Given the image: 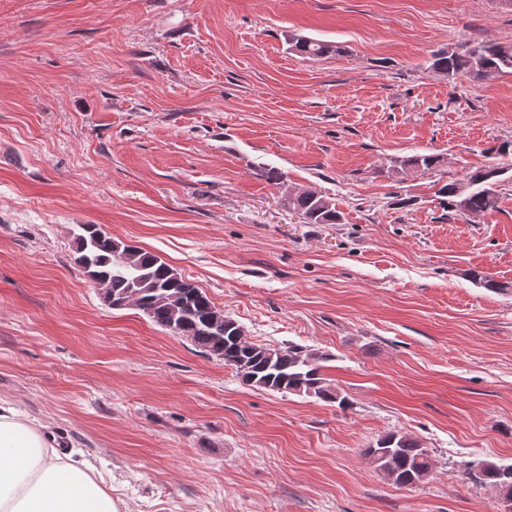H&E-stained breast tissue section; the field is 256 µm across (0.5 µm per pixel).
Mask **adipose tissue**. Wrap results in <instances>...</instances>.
Listing matches in <instances>:
<instances>
[{"label":"adipose tissue","instance_id":"adipose-tissue-1","mask_svg":"<svg viewBox=\"0 0 512 512\" xmlns=\"http://www.w3.org/2000/svg\"><path fill=\"white\" fill-rule=\"evenodd\" d=\"M0 512H120L96 467L59 452L41 426L0 404Z\"/></svg>","mask_w":512,"mask_h":512}]
</instances>
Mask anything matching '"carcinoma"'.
Instances as JSON below:
<instances>
[{"label": "carcinoma", "instance_id": "cac0c4a2", "mask_svg": "<svg viewBox=\"0 0 512 512\" xmlns=\"http://www.w3.org/2000/svg\"><path fill=\"white\" fill-rule=\"evenodd\" d=\"M288 44L293 52L305 58H321L335 54L339 47L327 42L292 34ZM431 67L448 77L467 75L483 81L512 71V47L475 41L460 51L441 50L433 55ZM443 162L440 154H413L398 161L400 170L436 171ZM502 168L488 165L467 173L463 182L451 181L439 192L448 198V209L466 216H478L497 209L499 177ZM464 194L456 195L459 185ZM288 207L304 216L309 224H337L341 215L332 200L314 190L299 188L287 196ZM75 237L76 262L90 280L101 285L105 301L120 307L134 302L152 322L191 342L199 352L224 360L248 385L267 390L315 397L344 409L348 400L332 387L323 372L329 354L290 343L271 348L242 337L236 320L224 316L219 328L212 320L219 313L205 291L187 281L158 256L137 246L102 234L91 224L80 225ZM476 285L491 291L512 289L487 275L472 271ZM364 455L377 470L401 486H412L427 478L432 471L428 449L407 434L388 432ZM458 472L474 484L488 486L503 495L512 509V464L502 465L488 460L464 461Z\"/></svg>", "mask_w": 512, "mask_h": 512}]
</instances>
